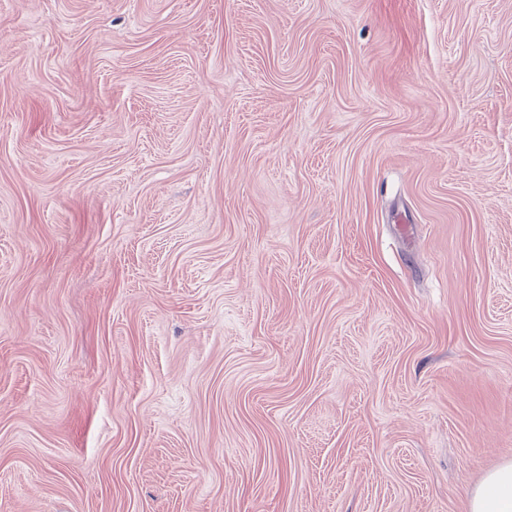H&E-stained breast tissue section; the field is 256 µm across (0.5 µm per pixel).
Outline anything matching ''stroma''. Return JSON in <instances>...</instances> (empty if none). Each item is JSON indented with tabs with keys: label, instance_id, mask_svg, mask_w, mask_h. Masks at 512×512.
<instances>
[{
	"label": "stroma",
	"instance_id": "1",
	"mask_svg": "<svg viewBox=\"0 0 512 512\" xmlns=\"http://www.w3.org/2000/svg\"><path fill=\"white\" fill-rule=\"evenodd\" d=\"M509 460L512 0H0V512Z\"/></svg>",
	"mask_w": 512,
	"mask_h": 512
}]
</instances>
